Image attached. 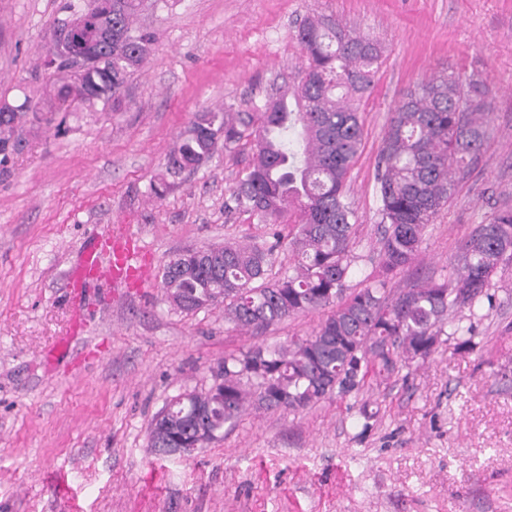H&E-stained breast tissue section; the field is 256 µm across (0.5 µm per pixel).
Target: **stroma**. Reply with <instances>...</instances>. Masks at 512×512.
Listing matches in <instances>:
<instances>
[{"label":"stroma","instance_id":"obj_1","mask_svg":"<svg viewBox=\"0 0 512 512\" xmlns=\"http://www.w3.org/2000/svg\"><path fill=\"white\" fill-rule=\"evenodd\" d=\"M65 2L0 0V100L18 105L51 83L43 61ZM313 13L384 47L348 178L361 256L349 288L379 271L374 184L390 115L432 75L481 82L487 138L389 288L447 277L461 242L512 207V0L150 2L138 24L155 42L124 109L77 110L62 133L42 123L0 181V512H512V263L492 278L496 303L473 321L474 349L451 338L359 393L250 412L186 456L149 448L166 402L208 389L225 355L311 335L323 313L245 331L220 308L175 310L160 280L120 296L101 282L70 337L90 362L47 358L67 335L68 277L92 235L124 228L157 273L186 250L262 238L248 214L224 209L249 151L216 148L163 198L148 186L194 113L252 112L292 81L304 63L297 28Z\"/></svg>","mask_w":512,"mask_h":512}]
</instances>
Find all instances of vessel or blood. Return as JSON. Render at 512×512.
Segmentation results:
<instances>
[{"instance_id":"obj_1","label":"vessel or blood","mask_w":512,"mask_h":512,"mask_svg":"<svg viewBox=\"0 0 512 512\" xmlns=\"http://www.w3.org/2000/svg\"><path fill=\"white\" fill-rule=\"evenodd\" d=\"M105 279L123 288H143L151 280V269L142 257V250L124 234L110 236L104 243L93 244L79 266L71 273L74 287Z\"/></svg>"}]
</instances>
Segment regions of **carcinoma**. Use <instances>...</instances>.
Listing matches in <instances>:
<instances>
[{"label": "carcinoma", "mask_w": 512, "mask_h": 512, "mask_svg": "<svg viewBox=\"0 0 512 512\" xmlns=\"http://www.w3.org/2000/svg\"><path fill=\"white\" fill-rule=\"evenodd\" d=\"M85 42L96 46L76 66L79 44L68 17L57 19L49 49L59 80L48 99L24 96L0 102V177L42 121L31 104L78 103L93 112H119L121 91L147 58L151 36L134 25L143 0H96ZM306 63L293 85L258 112H197L166 161L177 175L200 167L218 141L232 152L250 147L252 161L224 200L230 213H247L268 226L271 239L226 241L203 254L185 251L161 272L170 303L183 312L224 308V320L241 330L261 329L306 312L330 310L314 334L286 343L252 346L224 358L212 386L172 403L153 421L150 448L165 455L176 436L203 447L250 410L298 412L334 395L359 392L371 380L390 379L431 355L448 335V319L472 320L499 266L512 262V210L477 226L451 260L447 279L387 294V277L415 260L426 228L455 192L453 171L472 165L484 148L490 113L483 92L442 72L409 90L384 132L377 163L382 275L347 292L359 256L353 238L356 213L347 177L360 152L362 99L382 57L379 43L330 16H310L298 28ZM288 231L293 259L279 261L278 224Z\"/></svg>", "instance_id": "obj_1"}]
</instances>
